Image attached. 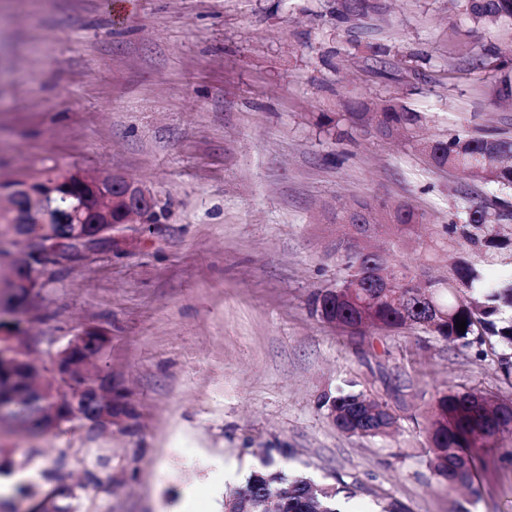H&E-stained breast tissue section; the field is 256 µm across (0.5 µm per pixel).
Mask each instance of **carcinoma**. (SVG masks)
Segmentation results:
<instances>
[{
  "label": "carcinoma",
  "instance_id": "cac0c4a2",
  "mask_svg": "<svg viewBox=\"0 0 512 512\" xmlns=\"http://www.w3.org/2000/svg\"><path fill=\"white\" fill-rule=\"evenodd\" d=\"M474 25L492 30L512 21V0H456ZM345 14H381L382 4L341 0ZM506 55L492 46L479 57L477 67L500 73L495 79V101L512 107V75L505 72ZM426 116L391 102H361L352 111L324 115L319 126L337 142L353 141L369 129L401 142L421 155L431 167L463 173L469 180L493 189L477 201L467 189L458 190L456 220L442 226L448 245L459 250L447 277L428 278L400 259L391 247L372 267H358L365 247L350 241L336 243V260L343 270L336 285L318 293L312 312L325 323L345 331L365 328L394 330L413 326L448 341L487 346L497 353L498 369L512 378V134L491 128L471 132L419 135ZM382 201L354 200L336 214L339 224H380ZM424 215L408 204L398 205L388 222L398 232L421 224ZM392 278V287L377 288L380 271ZM466 320L465 331L455 323ZM45 398L13 402L10 416L36 422ZM320 406L342 433L359 437H387L397 418L387 403L354 386L341 387L320 400ZM429 465L450 492L472 487L478 451L498 448L512 438V398L469 389H442L431 399L425 427ZM356 495L346 484L318 482L275 467L270 457L250 471L243 488L225 502L235 512H260L261 501L274 496L287 512H340L339 501Z\"/></svg>",
  "mask_w": 512,
  "mask_h": 512
}]
</instances>
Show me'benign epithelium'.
<instances>
[{
    "label": "benign epithelium",
    "mask_w": 512,
    "mask_h": 512,
    "mask_svg": "<svg viewBox=\"0 0 512 512\" xmlns=\"http://www.w3.org/2000/svg\"><path fill=\"white\" fill-rule=\"evenodd\" d=\"M90 197V204L75 202L63 210L61 198L75 194ZM0 194L13 204L8 211L14 224L7 244L11 253L0 247V257H9L8 273L0 280L7 293L0 296V308L13 313L39 296L52 281L54 272L98 255L123 250L139 226L150 221L156 199L141 183L105 169L95 172L61 166L50 178H34L0 185ZM49 224H63L65 230L51 231ZM14 336L0 328V417L9 415V389L15 373L27 360L16 353ZM110 345L108 332L87 326L76 332L67 344L51 357L43 375L54 379L46 393L55 399L53 418L47 429L55 430L66 419L93 425L112 424L113 403L97 407L98 415L89 419L79 411L78 401L88 387L75 372L76 364L87 350L94 349L105 357Z\"/></svg>",
    "instance_id": "obj_1"
}]
</instances>
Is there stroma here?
Returning <instances> with one entry per match:
<instances>
[{
    "label": "stroma",
    "mask_w": 512,
    "mask_h": 512,
    "mask_svg": "<svg viewBox=\"0 0 512 512\" xmlns=\"http://www.w3.org/2000/svg\"><path fill=\"white\" fill-rule=\"evenodd\" d=\"M0 0V183L63 165L107 168L158 199L120 253L56 272L18 315L17 346L40 364L86 326L111 337L107 362L129 424L50 432L0 426V463L31 472V494L0 512H205L264 455L320 482L356 487L348 512H512V455L483 450L473 489L450 494L425 453L437 389L512 397L496 357L413 328L340 331L310 300L341 275L337 223L355 199L404 201L426 217L375 246L447 276L441 243L466 182L400 145L320 134V114L394 100L431 131H512L495 75L464 53L512 43V22L475 27L450 0H386L383 15L336 0ZM384 43L394 53L372 57ZM387 401V438L339 432L319 405L345 383Z\"/></svg>",
    "instance_id": "1"
}]
</instances>
